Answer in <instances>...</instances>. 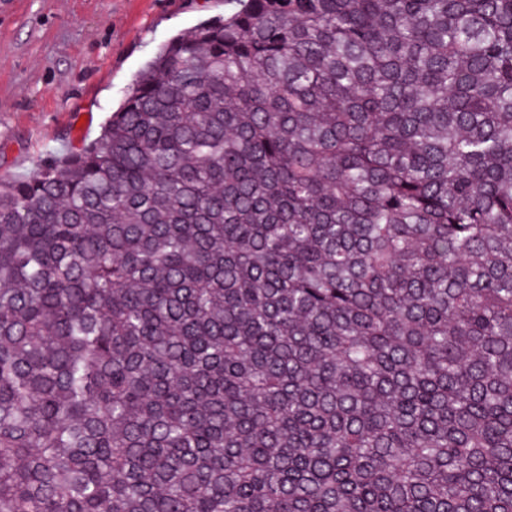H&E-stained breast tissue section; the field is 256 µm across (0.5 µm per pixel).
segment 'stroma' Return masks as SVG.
Returning <instances> with one entry per match:
<instances>
[{"label": "stroma", "mask_w": 512, "mask_h": 512, "mask_svg": "<svg viewBox=\"0 0 512 512\" xmlns=\"http://www.w3.org/2000/svg\"><path fill=\"white\" fill-rule=\"evenodd\" d=\"M227 0H0V179L97 137L136 74Z\"/></svg>", "instance_id": "35a3bbf8"}]
</instances>
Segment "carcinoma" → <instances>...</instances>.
<instances>
[{
	"label": "carcinoma",
	"instance_id": "1",
	"mask_svg": "<svg viewBox=\"0 0 512 512\" xmlns=\"http://www.w3.org/2000/svg\"><path fill=\"white\" fill-rule=\"evenodd\" d=\"M0 512H512V0H244L0 180Z\"/></svg>",
	"mask_w": 512,
	"mask_h": 512
}]
</instances>
